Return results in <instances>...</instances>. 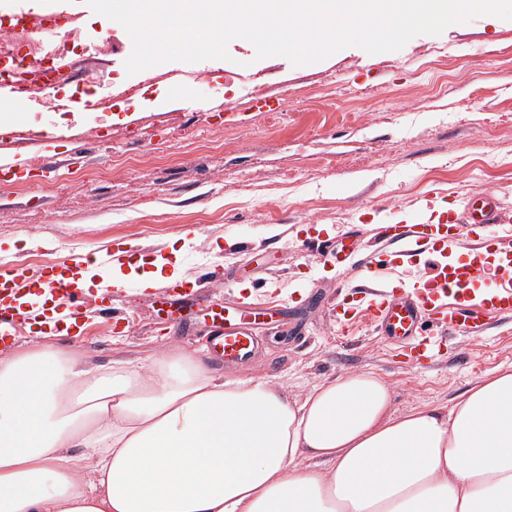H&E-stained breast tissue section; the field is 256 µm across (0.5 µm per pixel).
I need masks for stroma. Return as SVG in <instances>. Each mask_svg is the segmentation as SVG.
<instances>
[{
    "mask_svg": "<svg viewBox=\"0 0 512 512\" xmlns=\"http://www.w3.org/2000/svg\"><path fill=\"white\" fill-rule=\"evenodd\" d=\"M60 6L56 52L65 54L66 111L32 104L22 112L0 96V159L35 164L27 178L0 183V241L17 240L16 259L33 272L63 255L134 245L143 259L177 254L187 280L231 302L245 295L268 307L251 364L216 369L283 381L297 393L351 372H372L393 390V410L451 406L497 370H512V317L474 337L447 336L428 367L404 363L363 314L342 330L331 312L337 298H366L359 269L325 261L344 232L357 229V251L381 246L362 216L390 220L417 212L446 190L447 202L490 193L512 216V22L499 29L470 23L467 33L419 35L402 49L369 54L345 48L306 66L281 56L257 59L243 39L229 59L165 62L127 74L132 41L119 23L85 0H30ZM109 29L112 40L98 34ZM109 73L84 106L86 71ZM191 79L190 97L174 83ZM262 84L274 112H251L243 124L210 119L227 101L244 106ZM134 97H118L121 89ZM159 289H90L97 318L76 336H59L64 351L96 366L125 358L148 363L163 345L198 347L209 327L190 321L171 334L152 304Z\"/></svg>",
    "mask_w": 512,
    "mask_h": 512,
    "instance_id": "1",
    "label": "stroma"
}]
</instances>
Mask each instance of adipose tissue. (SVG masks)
Wrapping results in <instances>:
<instances>
[{
	"label": "adipose tissue",
	"mask_w": 512,
	"mask_h": 512,
	"mask_svg": "<svg viewBox=\"0 0 512 512\" xmlns=\"http://www.w3.org/2000/svg\"><path fill=\"white\" fill-rule=\"evenodd\" d=\"M353 372L291 394L200 349L87 366L0 351V512H512V371L392 410Z\"/></svg>",
	"instance_id": "1"
}]
</instances>
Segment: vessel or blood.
Segmentation results:
<instances>
[{"instance_id":"vessel-or-blood-1","label":"vessel or blood","mask_w":512,"mask_h":512,"mask_svg":"<svg viewBox=\"0 0 512 512\" xmlns=\"http://www.w3.org/2000/svg\"><path fill=\"white\" fill-rule=\"evenodd\" d=\"M24 75L0 80V94L17 108H28L31 98L24 94ZM495 198L483 194L471 198L463 210L444 208L428 220H400L377 226L379 240L395 249L397 256L431 262L433 271L416 292L391 289L374 294L368 307L378 329L401 347L407 365L418 368L434 359L444 341L439 330L455 332L482 330L487 321L512 314V250L495 236L482 237L459 260L445 259L450 244L464 232L502 223ZM134 249H117L103 255H67L47 267L39 277H31L20 264L0 265V335L9 336L15 316L14 303L32 288H43L51 295L50 307H32V321L52 324L63 332L67 323L83 312L81 292L85 283L81 273L94 269L93 280L111 284L113 264L128 265L136 257ZM155 310L170 328L181 330L187 318L196 316L211 323L209 343L213 354L225 364L248 363L258 343L256 331L264 321L263 312L244 306L223 307L204 304L194 283L177 281L166 285ZM432 325L434 334L423 333V325Z\"/></svg>"}]
</instances>
